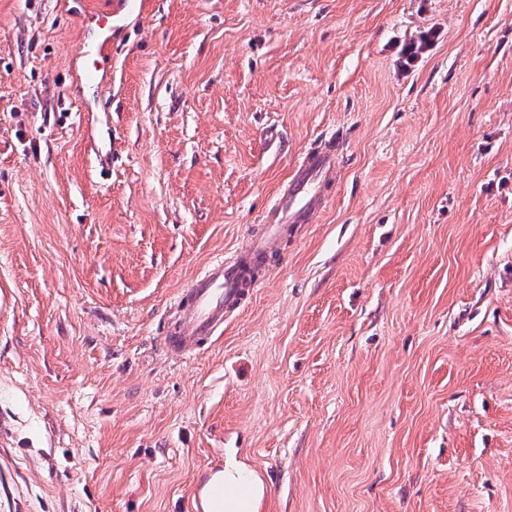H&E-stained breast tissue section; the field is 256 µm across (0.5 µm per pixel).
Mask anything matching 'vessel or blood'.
I'll return each instance as SVG.
<instances>
[{
	"instance_id": "b4317fda",
	"label": "vessel or blood",
	"mask_w": 512,
	"mask_h": 512,
	"mask_svg": "<svg viewBox=\"0 0 512 512\" xmlns=\"http://www.w3.org/2000/svg\"><path fill=\"white\" fill-rule=\"evenodd\" d=\"M93 64L86 72L89 84L98 85L112 69V51L100 44L89 48ZM340 178L335 140L313 147L294 165L288 181L262 218L254 234L227 258L212 259L193 278L181 297L177 316L164 338L167 353L193 354L200 344L218 336L226 317L239 310L257 280L255 273L280 253L281 241L297 224L315 223L327 207L329 194Z\"/></svg>"
}]
</instances>
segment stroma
<instances>
[{
	"instance_id": "stroma-1",
	"label": "stroma",
	"mask_w": 512,
	"mask_h": 512,
	"mask_svg": "<svg viewBox=\"0 0 512 512\" xmlns=\"http://www.w3.org/2000/svg\"><path fill=\"white\" fill-rule=\"evenodd\" d=\"M145 2L104 105L111 0H0V512H203L231 454L259 512H512V0ZM332 135L325 213L167 355ZM440 32L437 29H430L424 32L420 36L418 41H414L401 50L402 60L405 67L414 66L415 62L418 61L422 55L428 51V49L435 43L439 38ZM108 41L96 45L94 47L87 46L86 52L93 57V65L86 71L87 82L91 85H97V88H102L103 75L100 72H112V49L106 47Z\"/></svg>"
}]
</instances>
